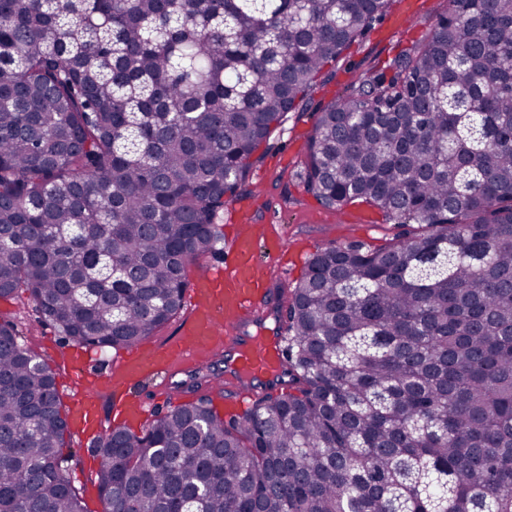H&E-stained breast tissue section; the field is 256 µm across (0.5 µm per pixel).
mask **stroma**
Returning a JSON list of instances; mask_svg holds the SVG:
<instances>
[{
	"instance_id": "1",
	"label": "stroma",
	"mask_w": 512,
	"mask_h": 512,
	"mask_svg": "<svg viewBox=\"0 0 512 512\" xmlns=\"http://www.w3.org/2000/svg\"><path fill=\"white\" fill-rule=\"evenodd\" d=\"M404 2L395 0L390 14L376 21L362 40L329 65V80L314 89L304 113L290 115L284 127L258 151L259 160L249 173L251 193L241 203L251 207L255 224L265 226L267 234L280 237L285 244L281 262L287 277L283 288L294 287L308 259L327 244L357 243L375 249L394 242L403 232L402 227L386 221L378 210L364 204L339 210L325 207L305 192L299 173L317 112L340 97L352 79L369 72L391 75L393 60L421 45L446 8L445 0H413L411 22L392 26V16L401 11ZM12 319L17 320L25 344L53 369L63 404H70L76 382L70 366L71 345L63 344L53 328L40 323L32 306L0 300V321ZM93 439V431L72 430L68 468L86 512H103L95 486L98 459L92 448Z\"/></svg>"
}]
</instances>
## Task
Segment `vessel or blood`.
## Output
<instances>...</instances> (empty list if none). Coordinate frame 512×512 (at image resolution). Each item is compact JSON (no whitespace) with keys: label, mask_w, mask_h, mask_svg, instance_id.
Here are the masks:
<instances>
[{"label":"vessel or blood","mask_w":512,"mask_h":512,"mask_svg":"<svg viewBox=\"0 0 512 512\" xmlns=\"http://www.w3.org/2000/svg\"><path fill=\"white\" fill-rule=\"evenodd\" d=\"M256 246L253 236H238L229 261L193 275L188 294L191 315L169 342L128 354L115 375L81 371L84 389L71 401V424L86 427L95 422L97 403L92 389L96 386L122 389L118 414L127 420L144 418L153 411L156 401L136 392V383L163 372L189 373L225 349L232 352L235 367L229 376L235 388L225 394L224 403L231 408L244 407L250 395L249 377L266 374L268 356L277 349L276 341L261 343L239 329L242 321L275 305L278 297L256 259Z\"/></svg>","instance_id":"vessel-or-blood-1"}]
</instances>
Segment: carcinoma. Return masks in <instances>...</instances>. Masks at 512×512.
I'll return each instance as SVG.
<instances>
[{
	"instance_id": "carcinoma-1",
	"label": "carcinoma",
	"mask_w": 512,
	"mask_h": 512,
	"mask_svg": "<svg viewBox=\"0 0 512 512\" xmlns=\"http://www.w3.org/2000/svg\"><path fill=\"white\" fill-rule=\"evenodd\" d=\"M392 2L0 0V298L101 349L168 323L255 153ZM446 2L317 113L301 174L407 230L310 257L280 393L98 436L105 512H512V0ZM68 434L1 322L0 512H85Z\"/></svg>"
}]
</instances>
